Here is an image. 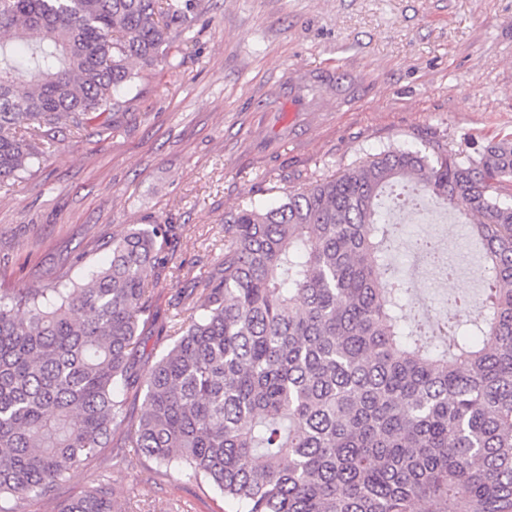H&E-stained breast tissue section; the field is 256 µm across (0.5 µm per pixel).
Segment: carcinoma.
Returning <instances> with one entry per match:
<instances>
[{
  "mask_svg": "<svg viewBox=\"0 0 512 512\" xmlns=\"http://www.w3.org/2000/svg\"><path fill=\"white\" fill-rule=\"evenodd\" d=\"M189 0H0V186L49 159L56 133L123 107L133 66L166 62ZM462 207L480 245L479 304L407 313L381 200ZM512 141L469 154L387 149L224 217V260L157 331L148 276L172 224L103 243L77 281L0 295V512L51 499L114 433L169 480L236 512H512ZM416 252L448 277L439 241ZM145 410L128 419V392ZM58 512H117L104 476Z\"/></svg>",
  "mask_w": 512,
  "mask_h": 512,
  "instance_id": "1",
  "label": "carcinoma"
}]
</instances>
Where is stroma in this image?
<instances>
[{"label": "stroma", "mask_w": 512, "mask_h": 512, "mask_svg": "<svg viewBox=\"0 0 512 512\" xmlns=\"http://www.w3.org/2000/svg\"><path fill=\"white\" fill-rule=\"evenodd\" d=\"M164 69L140 70L112 129L62 130L48 162L0 188V294L75 280L102 264V244L134 224H171L169 263L149 279L156 322L136 359L163 352L157 327L224 254V217L277 203L311 176L389 146L435 141L477 151L512 139V0H191ZM427 218L388 204L391 260L413 274L421 305L476 290L464 212L428 202ZM432 237L459 264L457 281L413 268L414 239ZM109 473L120 512H233L189 478L172 483L135 449H104L74 468L60 500Z\"/></svg>", "instance_id": "35a3bbf8"}]
</instances>
